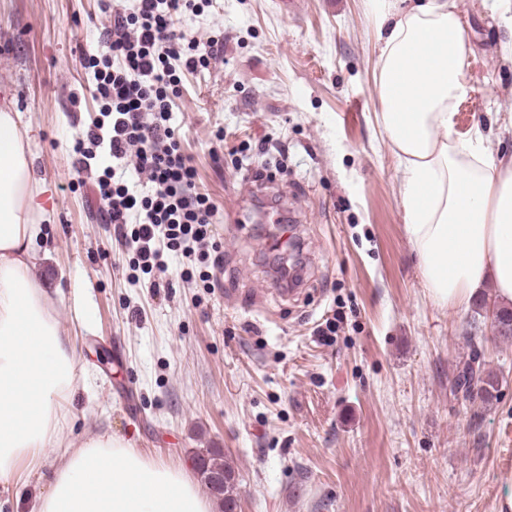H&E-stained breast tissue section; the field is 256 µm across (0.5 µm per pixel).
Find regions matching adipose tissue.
Listing matches in <instances>:
<instances>
[{
	"mask_svg": "<svg viewBox=\"0 0 512 512\" xmlns=\"http://www.w3.org/2000/svg\"><path fill=\"white\" fill-rule=\"evenodd\" d=\"M376 20L380 119L398 151L407 235L432 300L461 306L486 285L512 303V155L494 156L481 131L456 136L469 52L458 0H388ZM0 108V477L61 446L63 400L76 355L32 270L47 211L19 130ZM37 512H210L179 468L107 435L66 451Z\"/></svg>",
	"mask_w": 512,
	"mask_h": 512,
	"instance_id": "adipose-tissue-1",
	"label": "adipose tissue"
}]
</instances>
